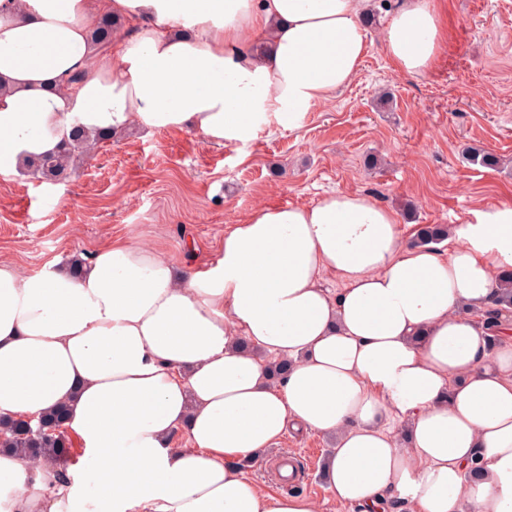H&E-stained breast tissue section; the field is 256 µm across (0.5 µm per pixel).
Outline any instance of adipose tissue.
<instances>
[{"label": "adipose tissue", "mask_w": 512, "mask_h": 512, "mask_svg": "<svg viewBox=\"0 0 512 512\" xmlns=\"http://www.w3.org/2000/svg\"><path fill=\"white\" fill-rule=\"evenodd\" d=\"M367 8L0 0V176L77 133L227 145L296 130L356 76ZM104 13L124 30L99 47L89 30ZM383 41L399 72H426L443 42L432 0H403ZM448 241L444 254L406 246L395 211L335 192L252 209L188 275L128 239L77 275L0 259V416L66 405L93 475L63 481L56 461L0 450V512H318L239 467L298 429L335 437L325 479L339 505L512 512V320L493 345L480 316L512 268V202L474 210Z\"/></svg>", "instance_id": "adipose-tissue-1"}]
</instances>
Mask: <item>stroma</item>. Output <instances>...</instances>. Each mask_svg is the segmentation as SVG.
<instances>
[{
    "mask_svg": "<svg viewBox=\"0 0 512 512\" xmlns=\"http://www.w3.org/2000/svg\"><path fill=\"white\" fill-rule=\"evenodd\" d=\"M446 37L433 66L398 72L382 31L399 0H369L367 51L354 80L307 115L241 145L186 130L133 129L63 181L0 176V258L34 274L116 238L151 244L188 272L215 261L226 225L259 205L360 192L394 210L405 240L419 224H462L512 201V0H432ZM478 146L500 168L467 161ZM332 438L292 430L246 473L264 489L341 507L323 474Z\"/></svg>",
    "mask_w": 512,
    "mask_h": 512,
    "instance_id": "obj_1",
    "label": "stroma"
}]
</instances>
